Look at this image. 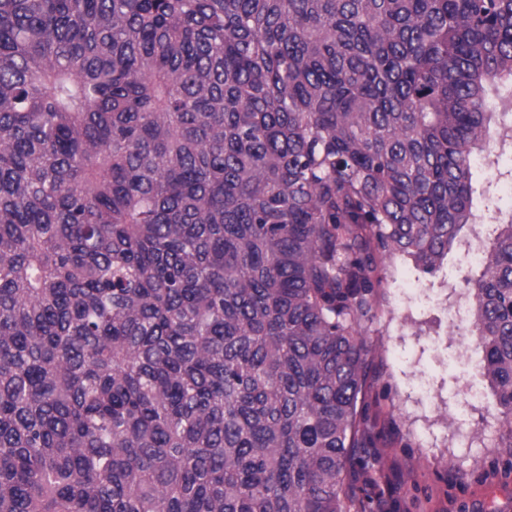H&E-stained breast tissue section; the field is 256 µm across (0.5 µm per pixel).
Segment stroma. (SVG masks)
I'll list each match as a JSON object with an SVG mask.
<instances>
[{"mask_svg":"<svg viewBox=\"0 0 512 512\" xmlns=\"http://www.w3.org/2000/svg\"><path fill=\"white\" fill-rule=\"evenodd\" d=\"M479 175L476 221L512 218V144L474 158ZM385 288L363 318L368 349L366 411L344 484L368 512H512V452L497 447L503 419L478 369L479 353L454 316L471 305L476 276L454 248L432 276L406 258L384 259ZM481 402L470 403L471 387Z\"/></svg>","mask_w":512,"mask_h":512,"instance_id":"1","label":"stroma"}]
</instances>
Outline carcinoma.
Listing matches in <instances>:
<instances>
[{"mask_svg":"<svg viewBox=\"0 0 512 512\" xmlns=\"http://www.w3.org/2000/svg\"><path fill=\"white\" fill-rule=\"evenodd\" d=\"M511 113L512 0H0V512H350L380 259L441 269Z\"/></svg>","mask_w":512,"mask_h":512,"instance_id":"obj_1","label":"carcinoma"}]
</instances>
